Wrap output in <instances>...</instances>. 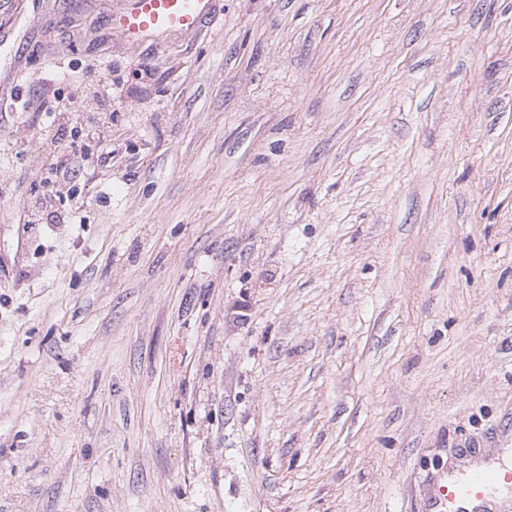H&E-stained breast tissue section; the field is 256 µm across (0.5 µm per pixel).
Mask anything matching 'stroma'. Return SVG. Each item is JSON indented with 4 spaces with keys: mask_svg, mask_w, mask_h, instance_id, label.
I'll return each mask as SVG.
<instances>
[{
    "mask_svg": "<svg viewBox=\"0 0 512 512\" xmlns=\"http://www.w3.org/2000/svg\"><path fill=\"white\" fill-rule=\"evenodd\" d=\"M113 2L0 0V512H429L512 449V0ZM219 0H122L110 14L112 32L128 44L150 37L201 32L216 13Z\"/></svg>",
    "mask_w": 512,
    "mask_h": 512,
    "instance_id": "stroma-1",
    "label": "stroma"
}]
</instances>
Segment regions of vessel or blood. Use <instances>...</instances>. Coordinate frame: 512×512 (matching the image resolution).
I'll return each mask as SVG.
<instances>
[{
    "label": "vessel or blood",
    "mask_w": 512,
    "mask_h": 512,
    "mask_svg": "<svg viewBox=\"0 0 512 512\" xmlns=\"http://www.w3.org/2000/svg\"><path fill=\"white\" fill-rule=\"evenodd\" d=\"M217 0H124L113 10L110 27L126 43L169 34H195L212 21ZM493 484L512 485V469H460L434 485L432 512H464L465 505L480 502Z\"/></svg>",
    "instance_id": "obj_1"
}]
</instances>
